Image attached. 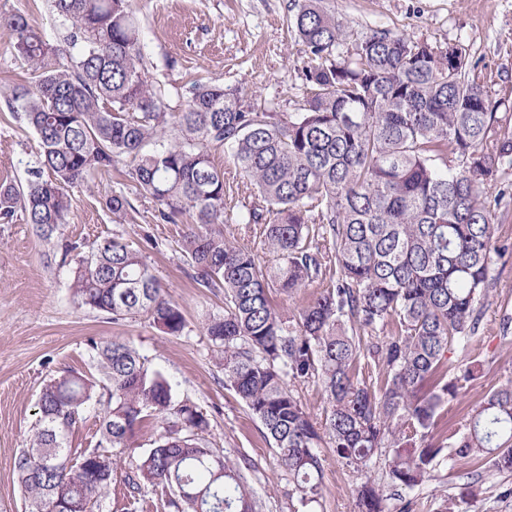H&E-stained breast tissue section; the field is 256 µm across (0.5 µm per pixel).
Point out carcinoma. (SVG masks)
I'll return each instance as SVG.
<instances>
[{"mask_svg":"<svg viewBox=\"0 0 512 512\" xmlns=\"http://www.w3.org/2000/svg\"><path fill=\"white\" fill-rule=\"evenodd\" d=\"M297 6L293 31L308 65L292 112L213 82L192 83L181 111L170 112L149 79L130 0H51L64 29L56 42L24 14L0 21L32 75L3 97L42 148L26 187L0 184V220L20 210L49 239L72 206L68 187L132 158L128 177L155 201L159 222L194 218L184 239L192 279L224 290V316L204 326L221 348L224 385L262 423L288 472V499L304 509L320 493L324 434L358 471L389 449L390 477L404 489L444 457L433 432L460 390L447 378L446 354L475 333L492 254L502 251L486 190L512 168V138L496 131L499 101L465 46H455L450 65L438 42L388 27L354 35L322 0ZM152 140L157 147L145 150ZM222 147L253 186L235 223L260 226L277 260L270 270L248 246L224 239L230 187L211 160ZM106 206L121 216L131 202L114 194ZM66 251L78 305L115 322L145 315L167 335L183 331L180 307L126 242ZM315 282L322 291L295 318L275 308L271 289L290 294ZM89 348L96 373L44 384L37 427L15 459L30 512L100 508L118 467L113 449L154 417L164 431L125 472L128 506L258 512L248 485L255 463L231 462L210 446L207 412L174 401L168 381L129 343L91 340ZM369 366L377 378L363 374ZM312 378L329 404L320 428L294 392ZM93 403L100 441L74 448L69 438ZM455 453L478 469L489 462L512 472V382L474 409ZM386 501L367 481L357 512H389Z\"/></svg>","mask_w":512,"mask_h":512,"instance_id":"obj_1","label":"carcinoma"}]
</instances>
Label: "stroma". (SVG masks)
<instances>
[{
    "label": "stroma",
    "mask_w": 512,
    "mask_h": 512,
    "mask_svg": "<svg viewBox=\"0 0 512 512\" xmlns=\"http://www.w3.org/2000/svg\"><path fill=\"white\" fill-rule=\"evenodd\" d=\"M131 2L150 78L168 89L171 111H179L196 79L238 89L260 107L275 103L283 112L301 98L307 58L291 36L294 0ZM324 5L357 33L384 25L410 37L468 46L471 61L492 77L504 100L500 127L512 136V0H324ZM17 12L46 36H62L49 0H0V15ZM40 151L36 133L0 99V182L27 183ZM131 165V158H123L118 170L71 188L73 207L51 239L41 238L20 212L0 223V512H29L14 460L36 423L42 387L67 371L89 372L92 340L125 341L146 355L171 384L175 400H191L207 412L213 447L229 460L245 455L255 461L249 484L261 512H291L288 474L261 422L225 387L219 351L203 330L207 318L223 315L224 295L196 288L190 277L183 239L191 221L159 223L155 202L123 175ZM497 186L506 195L493 211L509 248L493 259L475 334L448 353L449 377H462L469 364L479 367L475 377L464 379L461 397L440 410L437 434L451 441L466 432L474 405L512 380V168L500 173ZM117 191L133 205L123 219L105 205ZM112 236L142 253L165 295L180 306L186 319L182 335H167L143 316L115 323L73 300V266L62 259V243L89 245ZM162 430V421H154L129 447L118 449L123 467L99 512H122L124 469ZM319 452L321 497L313 512H356L357 492L369 477L386 490L391 512H443L448 506L455 512H512V473L487 465L472 483L467 458L449 456L430 480L408 490L393 485L385 457L364 475L342 462L329 442H322ZM467 485L472 493L465 497L461 490Z\"/></svg>",
    "instance_id": "1"
}]
</instances>
